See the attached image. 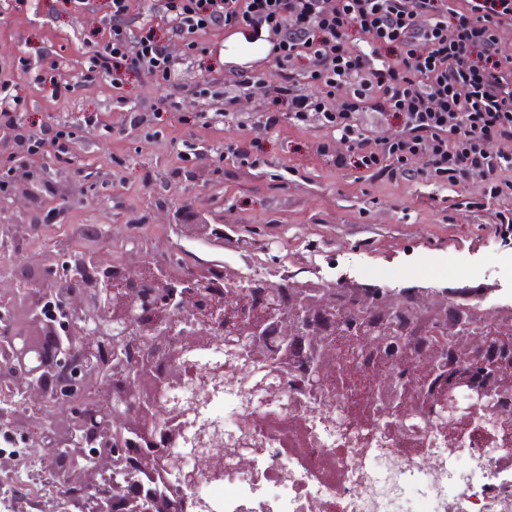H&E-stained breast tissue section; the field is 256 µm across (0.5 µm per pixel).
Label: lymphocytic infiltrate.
I'll return each instance as SVG.
<instances>
[{"instance_id": "obj_1", "label": "lymphocytic infiltrate", "mask_w": 512, "mask_h": 512, "mask_svg": "<svg viewBox=\"0 0 512 512\" xmlns=\"http://www.w3.org/2000/svg\"><path fill=\"white\" fill-rule=\"evenodd\" d=\"M110 4L108 32L84 81L108 75L117 89L135 72L163 90L170 112L190 99L230 106L253 97L265 105L269 128L284 103L297 121L315 115L335 128L337 167L353 162L395 179L422 156L426 181L478 180L488 197L512 196V58L498 52L501 33L512 28V0H162L183 41L178 56L152 23L128 26L132 0ZM219 29L268 34L273 71H241L230 92L206 78L185 81L181 60L203 51V36ZM307 83L320 95L305 93ZM24 105L17 83L0 78V134L30 154L49 146L66 153L69 128L32 132ZM369 109L400 118L403 133L366 135L354 115Z\"/></svg>"}]
</instances>
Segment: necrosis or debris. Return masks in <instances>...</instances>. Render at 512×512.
<instances>
[{"label":"necrosis or debris","mask_w":512,"mask_h":512,"mask_svg":"<svg viewBox=\"0 0 512 512\" xmlns=\"http://www.w3.org/2000/svg\"><path fill=\"white\" fill-rule=\"evenodd\" d=\"M219 362L223 392L203 388L200 414L178 413L180 437L162 450L187 453V438L223 428V471L177 484L182 512H512V401L451 426L420 398L404 411L376 402L364 381L315 390L219 349L194 368Z\"/></svg>","instance_id":"4bbe7bcc"}]
</instances>
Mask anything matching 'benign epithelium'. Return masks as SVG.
I'll use <instances>...</instances> for the list:
<instances>
[{
  "label": "benign epithelium",
  "instance_id": "7a95c632",
  "mask_svg": "<svg viewBox=\"0 0 512 512\" xmlns=\"http://www.w3.org/2000/svg\"><path fill=\"white\" fill-rule=\"evenodd\" d=\"M191 228L197 238L224 239L219 224L202 219ZM78 256L94 268L79 289L63 288L83 269L60 255L48 258L37 288L0 276V423L18 430L26 447L51 449L60 483L79 490V512H176L166 500L145 497L142 487L117 481L112 449L167 446L162 413L197 403L198 376L185 366L198 351L230 343L227 310H236L238 344L250 353L302 360L310 385L356 379L338 364L342 323L324 290L279 296L256 278L248 303L238 306L202 266L187 276L140 257L118 263L98 248ZM351 296L364 319L353 361L380 400L411 403L401 382L414 380L435 416L452 421L512 397V338L472 334L466 315L445 303L437 311L448 342L417 341L409 326L393 323L403 294L356 287ZM118 363L123 371L114 377ZM50 413L60 420L47 422Z\"/></svg>",
  "mask_w": 512,
  "mask_h": 512
}]
</instances>
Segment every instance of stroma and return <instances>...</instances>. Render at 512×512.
<instances>
[{
	"label": "stroma",
	"instance_id": "35a3bbf8",
	"mask_svg": "<svg viewBox=\"0 0 512 512\" xmlns=\"http://www.w3.org/2000/svg\"><path fill=\"white\" fill-rule=\"evenodd\" d=\"M108 0H0V77H17L32 131L70 126L63 156L30 154L0 140V165L12 179L0 192V225H39L29 247L1 255L0 270L38 271L47 254L91 246L94 230L111 226L116 247L138 242L156 256L183 249L193 263L223 266L228 277L255 268L273 281L290 276L302 285L384 287L359 273L361 266L398 272L393 286L428 292L431 302L474 306L487 301V316L512 313V279L490 272L433 279L429 268L451 263L486 265L512 261L499 212L512 198L486 200L481 183L431 184L411 176L397 181L355 166L337 168L323 145L335 132L319 119H281L265 128L258 100L240 98L225 117L214 118L212 100L162 112L161 91L146 77L129 74L122 88L111 76L81 79L106 32ZM227 31L207 35L205 54L183 67L185 80L209 78L231 86L237 68L224 60ZM33 69L56 61L57 77L73 83L65 101L50 84L18 74L19 59ZM146 122L130 126L127 108ZM254 138L256 165L225 156L228 143ZM203 214L224 227L220 243L190 238L178 226V210ZM44 451L28 448L19 434L0 439V512H41L31 490L51 481Z\"/></svg>",
	"mask_w": 512,
	"mask_h": 512
}]
</instances>
